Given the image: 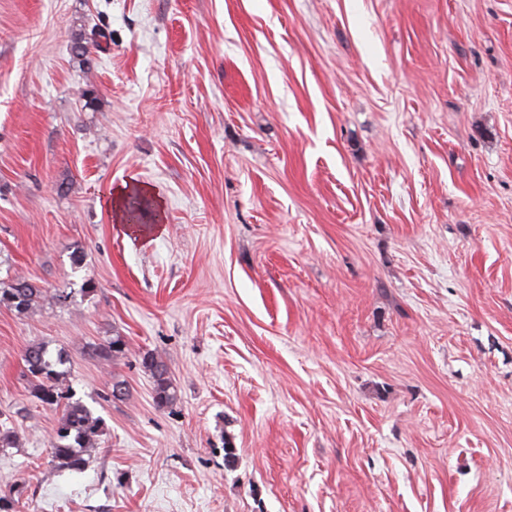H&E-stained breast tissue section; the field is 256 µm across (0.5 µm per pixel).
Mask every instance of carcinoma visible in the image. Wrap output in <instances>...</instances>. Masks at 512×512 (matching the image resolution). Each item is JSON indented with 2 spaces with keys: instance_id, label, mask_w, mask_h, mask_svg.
Listing matches in <instances>:
<instances>
[{
  "instance_id": "carcinoma-1",
  "label": "carcinoma",
  "mask_w": 512,
  "mask_h": 512,
  "mask_svg": "<svg viewBox=\"0 0 512 512\" xmlns=\"http://www.w3.org/2000/svg\"><path fill=\"white\" fill-rule=\"evenodd\" d=\"M92 38L79 35L72 44L73 56L86 60ZM148 199L133 193L125 203L127 221L143 223L149 209ZM43 289L23 276H15L0 282V308L4 307L19 315L29 313L42 297ZM90 355L111 367L127 358L128 345L123 336H112L89 345ZM24 376L30 385V396L41 405L58 411L57 426L50 443L51 463L59 470L81 472L91 462L92 453L98 448L100 438L106 433L104 420L95 415L83 399L66 384L67 371L58 366L67 363L64 351L51 356L47 348L32 344L23 354ZM140 365L151 378L155 405L159 409L171 407L177 400L174 384L166 362L149 352L141 355ZM19 446L15 427L0 423V452ZM23 490L15 486L0 494V512H17Z\"/></svg>"
}]
</instances>
